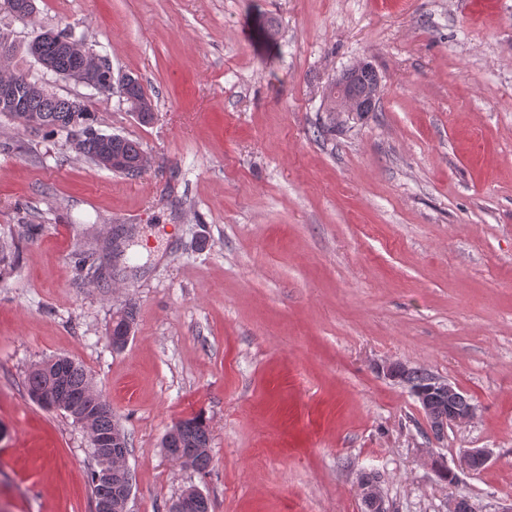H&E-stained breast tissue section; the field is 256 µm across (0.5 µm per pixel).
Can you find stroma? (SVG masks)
Returning a JSON list of instances; mask_svg holds the SVG:
<instances>
[{"mask_svg":"<svg viewBox=\"0 0 512 512\" xmlns=\"http://www.w3.org/2000/svg\"><path fill=\"white\" fill-rule=\"evenodd\" d=\"M0 12L13 64L67 27L138 77L155 117L54 73L104 133L151 160L130 180L63 137L0 121V512H93L88 430L31 401L29 370H87L128 441L130 512L188 486L211 512H363L374 474L390 512H512V0H36ZM274 23V38L261 28ZM380 75L371 112L329 113L334 80ZM37 225L19 238L20 222ZM135 235L108 285L76 243ZM136 310L127 347L106 332ZM401 363L478 411L434 439ZM210 429L202 472L167 459L180 420ZM489 449L480 473L439 478ZM381 371L394 380L403 381L410 386L412 391L426 387L429 378V374L419 370L410 372V368L400 363H386L381 366ZM490 460L491 453L486 448H465L461 453L458 464L462 469L476 473L475 465L480 468H485Z\"/></svg>","mask_w":512,"mask_h":512,"instance_id":"35a3bbf8","label":"stroma"}]
</instances>
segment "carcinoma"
I'll return each mask as SVG.
<instances>
[{"instance_id":"cac0c4a2","label":"carcinoma","mask_w":512,"mask_h":512,"mask_svg":"<svg viewBox=\"0 0 512 512\" xmlns=\"http://www.w3.org/2000/svg\"><path fill=\"white\" fill-rule=\"evenodd\" d=\"M77 67V59L70 54H58L52 59V69L62 76ZM5 79L15 85L17 111L12 113L10 121L16 126L61 135L78 154L99 167L106 157L118 158L122 164L116 168V172L128 178L136 179L144 174L138 168V160L143 153L140 145L127 138H114L101 132L95 127L96 120L82 100L47 93L43 86L37 85V79L29 69L16 67L7 75L0 76V82ZM348 80L350 83L344 88L345 95L353 98L364 111H374L376 102L371 100V93L380 85V77L374 67L362 62L348 70ZM98 94L107 100L115 94L124 104L138 101L152 107L143 86L136 79L121 89L113 86L105 77ZM135 321L134 306L125 307L113 315L110 332L118 336L134 326ZM25 387L31 395L52 391L63 400L78 396L82 412L93 416V425L102 433L112 432V426L117 424L112 411L100 410L105 399L94 389L85 368L71 359L60 363L53 358L35 365L27 374ZM209 441L208 425L202 419L193 417L173 425L162 445L175 453L192 455L193 468L203 471L210 463Z\"/></svg>"}]
</instances>
